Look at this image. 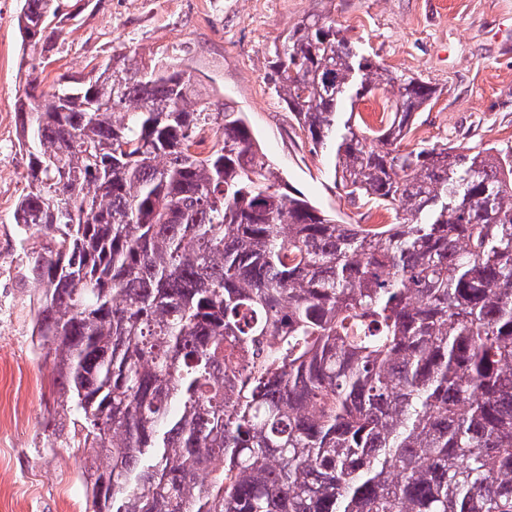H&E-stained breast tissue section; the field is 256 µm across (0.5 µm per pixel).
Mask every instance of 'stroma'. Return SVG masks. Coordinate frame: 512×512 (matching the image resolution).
I'll list each match as a JSON object with an SVG mask.
<instances>
[{"mask_svg": "<svg viewBox=\"0 0 512 512\" xmlns=\"http://www.w3.org/2000/svg\"><path fill=\"white\" fill-rule=\"evenodd\" d=\"M20 0H0V512H86L82 454L46 423L51 365L36 351L33 289L13 220L27 189L17 101L28 73ZM42 58V88L130 51L186 64L242 112L278 174L341 224H387L337 188L330 155L314 151L277 96L268 60L312 14L390 70L436 89L413 141L475 149L512 144V0H78Z\"/></svg>", "mask_w": 512, "mask_h": 512, "instance_id": "1", "label": "stroma"}]
</instances>
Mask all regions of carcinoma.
<instances>
[{
	"label": "carcinoma",
	"instance_id": "obj_1",
	"mask_svg": "<svg viewBox=\"0 0 512 512\" xmlns=\"http://www.w3.org/2000/svg\"><path fill=\"white\" fill-rule=\"evenodd\" d=\"M21 2L34 70L71 13ZM269 64L393 223L316 209L178 65L128 53L18 100L24 285L88 512H512V145H405L435 90L326 16ZM375 91L371 129L343 107Z\"/></svg>",
	"mask_w": 512,
	"mask_h": 512
}]
</instances>
